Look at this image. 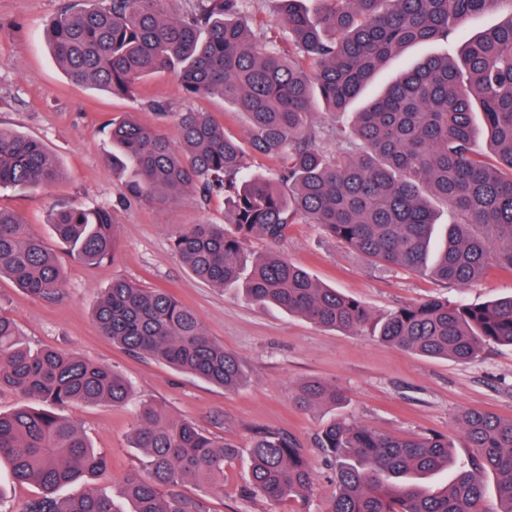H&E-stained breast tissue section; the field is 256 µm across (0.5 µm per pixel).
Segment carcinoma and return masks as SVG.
Instances as JSON below:
<instances>
[{
    "instance_id": "1",
    "label": "carcinoma",
    "mask_w": 512,
    "mask_h": 512,
    "mask_svg": "<svg viewBox=\"0 0 512 512\" xmlns=\"http://www.w3.org/2000/svg\"><path fill=\"white\" fill-rule=\"evenodd\" d=\"M61 11L46 39L58 65L76 84L132 95L143 79L170 73L188 98L220 95L249 119L241 142L207 112H177L173 147L132 115L110 123L106 160L127 195L154 199L201 190L231 197L229 234L217 224H191L174 239L183 264L217 288L241 289L250 301L273 305L337 331L368 328L380 342L430 358L474 361L487 345L512 347V296L479 305L431 299L403 305L376 320L358 299L317 282L278 253L247 263L254 237L281 241L290 224H316L372 261L469 284L490 267L512 272V0H277L279 21L307 68L266 41L241 18L246 0H194L186 15L172 0H78ZM508 6V16L476 32L459 60L430 57L385 94L355 113L354 137L324 150L311 121L314 99L344 112L364 82L407 45L446 40L484 13ZM480 112L495 160L474 143ZM258 156L277 180L250 174ZM61 165L41 142L0 129V186L52 187ZM444 201L458 221L434 261L429 249L435 215L427 197ZM58 241L79 261L113 258L112 212L54 205L47 215ZM52 299L64 283L56 255L17 214L0 208V279ZM112 344L171 369L234 391L244 365L214 340L198 316L169 291L116 279L93 308ZM35 398L0 413V462L13 482L40 496L23 512H116L94 480L109 464L82 428L59 409L73 402L125 405L132 390L104 363L54 348L33 350L15 322L0 314V389ZM304 408L341 406L345 394L318 380L297 392ZM457 424L471 448L454 463L448 436H396L345 419L318 438L336 465L338 491L323 512H512V418L465 409ZM134 447L141 470L122 482L133 512H211L224 493V466L240 449L192 422L142 403ZM251 494L287 503L308 495L310 462L297 440L256 432L249 448ZM493 477L498 506H483ZM191 480L199 493L178 491ZM69 487L72 492L57 495Z\"/></svg>"
}]
</instances>
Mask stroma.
<instances>
[{"instance_id": "35a3bbf8", "label": "stroma", "mask_w": 512, "mask_h": 512, "mask_svg": "<svg viewBox=\"0 0 512 512\" xmlns=\"http://www.w3.org/2000/svg\"><path fill=\"white\" fill-rule=\"evenodd\" d=\"M73 2L0 0V127L41 141L63 167L62 181L49 189L0 187V208L18 213L55 252L60 245L46 222L53 203L108 209L119 228V248L112 260L94 266L63 258L65 288L54 299L31 297L9 280H1L0 313L17 323L22 341L31 348L78 353L112 366L129 382L133 398L126 405L72 403L65 408L93 446L108 456L109 469L95 482L98 491L112 498L118 512H129L119 482L143 458L132 437L137 408L145 401L241 448V456L224 469V493L212 499V512H323L337 482L335 469L316 439L336 419L386 434L448 435L456 460H467V443L454 420L465 408L512 417V347H485L466 364L422 357L381 343L366 332L326 329L304 317L258 306L238 289L215 288L197 279L177 258L173 240L191 224H220L232 231L223 194L206 200L195 193L151 201L125 196L104 162L109 148L104 126L132 113L175 142L179 136L174 115L190 108L210 113L227 134L242 140L248 133L247 117L219 96L185 98L168 74L147 79L132 99L72 84L47 50L43 32ZM457 49L454 40L414 44L373 76L351 109L326 112L313 106L312 118L326 132V147L337 148L341 136L351 131L355 110L380 95L405 69L430 56L455 54ZM155 101L167 105L169 116L152 109ZM274 248L320 283L362 301L377 318L428 299L479 304L512 295V273L498 268H490L468 285L445 284L421 272L373 264L313 224L289 225L276 247L252 239L249 253L257 256ZM116 278L167 289L194 310L210 336L242 359L246 385L226 392L130 353L100 335L92 309ZM309 379L343 389L347 403L301 409L294 394ZM258 428L285 432L300 441L314 473L308 498L282 504L260 495L244 497L246 452Z\"/></svg>"}]
</instances>
